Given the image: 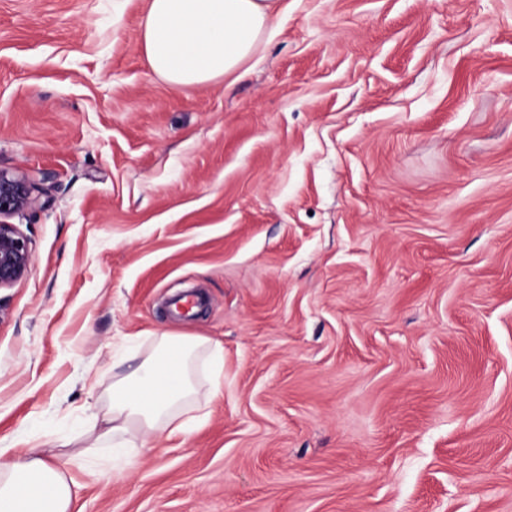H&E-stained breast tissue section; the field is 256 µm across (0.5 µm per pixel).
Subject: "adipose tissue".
I'll list each match as a JSON object with an SVG mask.
<instances>
[{
    "label": "adipose tissue",
    "instance_id": "obj_1",
    "mask_svg": "<svg viewBox=\"0 0 512 512\" xmlns=\"http://www.w3.org/2000/svg\"><path fill=\"white\" fill-rule=\"evenodd\" d=\"M281 0H150L141 47L152 70L175 90L237 74L257 52ZM221 361L224 345L209 338L158 337L154 349L112 383L101 439L115 452L147 447L183 432L180 409L197 394L201 354ZM0 448V512H70L74 481L46 453L31 448L5 460Z\"/></svg>",
    "mask_w": 512,
    "mask_h": 512
}]
</instances>
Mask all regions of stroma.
Listing matches in <instances>:
<instances>
[{"mask_svg": "<svg viewBox=\"0 0 512 512\" xmlns=\"http://www.w3.org/2000/svg\"><path fill=\"white\" fill-rule=\"evenodd\" d=\"M285 2L175 91L149 0H0V448L72 512H512V0ZM165 333L224 344L187 440L84 452ZM42 188L26 174L0 169V289L20 282L29 272V239L8 220L24 217L38 201Z\"/></svg>", "mask_w": 512, "mask_h": 512, "instance_id": "1", "label": "stroma"}]
</instances>
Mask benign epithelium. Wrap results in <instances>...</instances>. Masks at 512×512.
<instances>
[{
	"label": "benign epithelium",
	"mask_w": 512,
	"mask_h": 512,
	"mask_svg": "<svg viewBox=\"0 0 512 512\" xmlns=\"http://www.w3.org/2000/svg\"><path fill=\"white\" fill-rule=\"evenodd\" d=\"M40 192L35 179L0 169V289L14 286L29 272L32 264L29 239L10 219L23 217L33 209Z\"/></svg>",
	"instance_id": "obj_1"
}]
</instances>
